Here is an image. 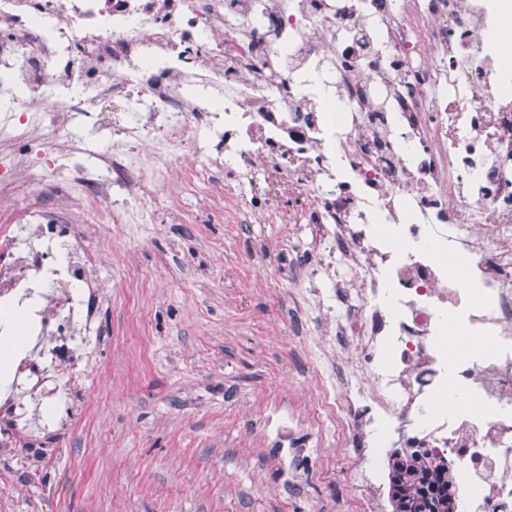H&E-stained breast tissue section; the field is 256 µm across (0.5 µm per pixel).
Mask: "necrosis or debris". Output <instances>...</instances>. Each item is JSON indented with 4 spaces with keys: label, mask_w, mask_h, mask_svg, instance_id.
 Wrapping results in <instances>:
<instances>
[{
    "label": "necrosis or debris",
    "mask_w": 512,
    "mask_h": 512,
    "mask_svg": "<svg viewBox=\"0 0 512 512\" xmlns=\"http://www.w3.org/2000/svg\"><path fill=\"white\" fill-rule=\"evenodd\" d=\"M509 19L512 0H0V311L32 306L0 470L78 419L110 301L89 218L166 223L175 155L187 191L259 220L304 185L315 302L294 322L346 356L319 403L338 440L363 462L379 425L443 450L457 512H512ZM76 82L119 106L104 146L70 131ZM452 383L483 412L442 407Z\"/></svg>",
    "instance_id": "necrosis-or-debris-1"
}]
</instances>
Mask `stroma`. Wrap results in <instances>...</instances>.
<instances>
[{
    "label": "stroma",
    "instance_id": "1",
    "mask_svg": "<svg viewBox=\"0 0 512 512\" xmlns=\"http://www.w3.org/2000/svg\"><path fill=\"white\" fill-rule=\"evenodd\" d=\"M191 224H97L112 253L85 407L63 442L36 437L47 465L0 494V512H360L371 485L392 512L391 449L367 478L336 425H316L317 326L308 304L306 190L280 187L274 213L243 224L216 199L167 189ZM306 451L293 456L289 433Z\"/></svg>",
    "mask_w": 512,
    "mask_h": 512
}]
</instances>
